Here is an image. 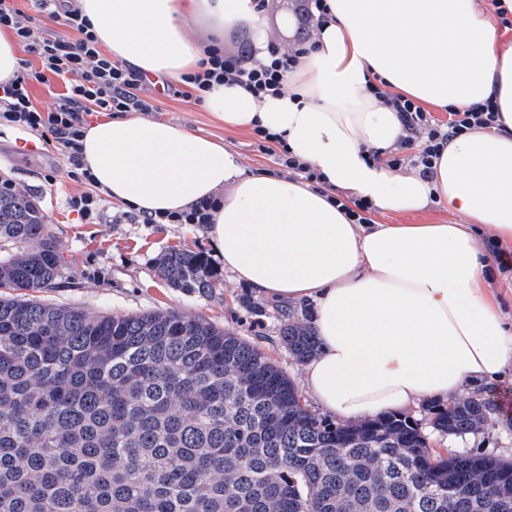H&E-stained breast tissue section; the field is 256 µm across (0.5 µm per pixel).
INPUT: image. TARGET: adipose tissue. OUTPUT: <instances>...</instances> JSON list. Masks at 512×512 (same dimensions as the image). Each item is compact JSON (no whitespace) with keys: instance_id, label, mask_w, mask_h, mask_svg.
Segmentation results:
<instances>
[{"instance_id":"1","label":"adipose tissue","mask_w":512,"mask_h":512,"mask_svg":"<svg viewBox=\"0 0 512 512\" xmlns=\"http://www.w3.org/2000/svg\"><path fill=\"white\" fill-rule=\"evenodd\" d=\"M120 63L179 79L214 40L248 25L256 57L269 41L254 0H79ZM315 47L288 91L256 98L219 85L207 106L230 127L261 125L321 175L320 188L248 173L221 143L132 112L83 138L86 166L115 202L146 213L220 198L209 235L237 281L264 297L313 303L320 342L304 367L316 403L343 421L456 400L512 370V323L489 291L481 238L512 243V46L499 47L486 0H327ZM442 109L495 102L500 119L444 146L431 178L396 175L370 154L399 148L398 112L367 90ZM342 190L383 211L447 203L462 224H354Z\"/></svg>"}]
</instances>
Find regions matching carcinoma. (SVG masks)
Listing matches in <instances>:
<instances>
[{"instance_id":"1","label":"carcinoma","mask_w":512,"mask_h":512,"mask_svg":"<svg viewBox=\"0 0 512 512\" xmlns=\"http://www.w3.org/2000/svg\"><path fill=\"white\" fill-rule=\"evenodd\" d=\"M0 288L49 290L59 244L37 203L0 184ZM170 286L218 282L189 249L157 261ZM288 350L318 351L288 313ZM491 403L432 406V427L478 431ZM512 512V463L442 455L404 412L332 422L258 347L199 318L90 317L0 298V512Z\"/></svg>"}]
</instances>
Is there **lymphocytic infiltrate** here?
I'll return each instance as SVG.
<instances>
[{
	"label": "lymphocytic infiltrate",
	"mask_w": 512,
	"mask_h": 512,
	"mask_svg": "<svg viewBox=\"0 0 512 512\" xmlns=\"http://www.w3.org/2000/svg\"><path fill=\"white\" fill-rule=\"evenodd\" d=\"M31 2L34 13L29 16L13 0H0V30L11 32L27 54L15 77L0 83V125L38 133L45 144L54 145L72 174L85 186L83 192L70 197L69 208L82 223L93 224L99 218L104 198L83 160L81 140L89 119L97 113L119 117L129 112L152 111L147 95L156 91L158 82L146 72L104 54L89 18L75 0ZM38 16L68 28V35L46 34L34 22ZM237 39V50L209 48L197 71L181 76L182 97L203 104L214 86L223 83L244 87L259 98L282 95L288 89V71L300 55L313 47L310 33L305 32L288 48L269 43L266 57L258 59L247 31H240ZM51 77L62 80L65 91L52 104L37 106L29 84L34 79L44 81ZM367 88L377 98L390 99L407 132L399 151L370 154L373 161L393 172L408 166L421 174H431L450 138L492 127L499 118L494 103L488 101L463 112H450L443 123L411 98L389 95L372 81ZM254 133L265 150L275 155L284 172L319 183V174L287 150L281 135L259 125Z\"/></svg>",
	"instance_id": "f902f5d3"
}]
</instances>
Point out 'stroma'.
I'll return each mask as SVG.
<instances>
[{
  "instance_id": "35a3bbf8",
  "label": "stroma",
  "mask_w": 512,
  "mask_h": 512,
  "mask_svg": "<svg viewBox=\"0 0 512 512\" xmlns=\"http://www.w3.org/2000/svg\"><path fill=\"white\" fill-rule=\"evenodd\" d=\"M153 103L156 120L186 125L194 133L224 144L241 158L247 170L280 173L281 168L273 157L262 151L253 129L225 126L206 105L179 97L160 94ZM27 137V132L0 126V176L10 178L23 194L39 199L64 257L56 288L34 293V300L76 307L92 317L161 309L202 318L260 347L289 377L302 380L303 365L289 353L281 333L285 319L280 304L257 296L251 288L233 281L215 254L206 225L138 224L124 218L122 206L110 199L104 201L97 223H81L67 205L69 197L80 191V183L69 174L56 149L39 139L28 142ZM370 217L376 224L465 221L463 215L449 209L444 202L410 213L375 209ZM183 246L201 252L217 273L220 284L212 295L170 287L157 276V259L170 249ZM506 390L512 391L511 372L496 383L478 381L469 386L470 394L493 400L494 411L479 431L462 438L433 430L428 423L426 404L411 407L409 414L423 422L433 448L480 452L512 461V413L498 400Z\"/></svg>"
}]
</instances>
